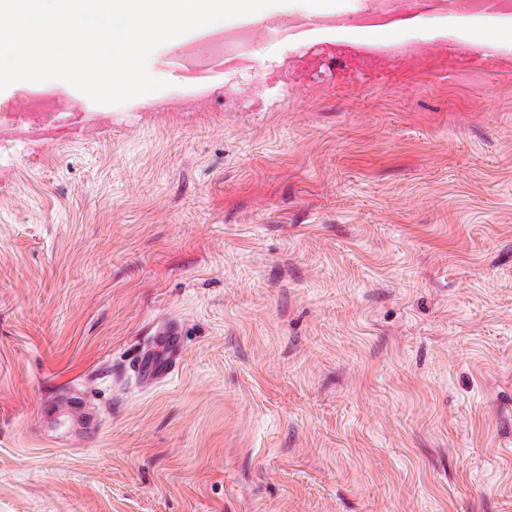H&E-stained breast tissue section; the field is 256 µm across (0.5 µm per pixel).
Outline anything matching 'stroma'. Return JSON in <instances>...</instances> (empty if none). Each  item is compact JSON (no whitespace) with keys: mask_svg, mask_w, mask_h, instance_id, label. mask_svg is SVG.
I'll list each match as a JSON object with an SVG mask.
<instances>
[{"mask_svg":"<svg viewBox=\"0 0 512 512\" xmlns=\"http://www.w3.org/2000/svg\"><path fill=\"white\" fill-rule=\"evenodd\" d=\"M458 22L260 100L168 42L148 96L53 88L110 119L0 165V512H512V43L449 65ZM184 333V325L177 320L158 328L151 345L142 349L128 367L139 383H153L175 370L183 352ZM91 392L88 390L77 393L73 397L66 398L63 403V409L72 423L79 429H85V434L90 436L95 431V426L91 425L98 419V413L91 404Z\"/></svg>","mask_w":512,"mask_h":512,"instance_id":"stroma-1","label":"stroma"}]
</instances>
